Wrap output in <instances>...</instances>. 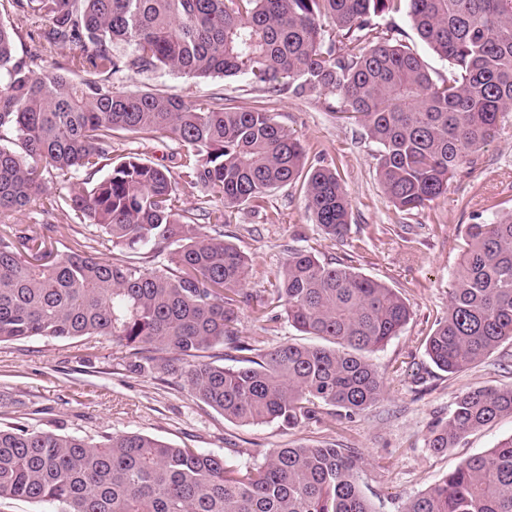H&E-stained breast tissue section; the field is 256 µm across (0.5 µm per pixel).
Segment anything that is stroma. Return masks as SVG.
I'll use <instances>...</instances> for the list:
<instances>
[{"label":"stroma","instance_id":"stroma-1","mask_svg":"<svg viewBox=\"0 0 512 512\" xmlns=\"http://www.w3.org/2000/svg\"><path fill=\"white\" fill-rule=\"evenodd\" d=\"M115 90H167L188 101L221 94L239 106L263 102L274 119L298 136L309 161L335 164L352 205L346 241L327 238L305 208L300 184L274 190L247 207L225 209L207 190L182 194V209L224 215V233L251 259L241 306L242 336L274 348L302 342L286 318L261 321L287 247H312L324 259L354 266L398 290L412 315L398 336L372 356L385 373L382 400L352 418L288 430L275 424L243 426L198 401L183 366L172 371L127 370L118 346L101 337L58 341L33 337L0 343V423L21 422L83 437L140 432L178 446L201 448L248 462L265 449L333 444L355 449L360 487L376 512H401L411 497L453 471L466 457L512 436L504 416L465 436L442 454L425 445L433 425L447 418L457 396L478 387L512 386V341L477 366L449 374L425 353V340L448 311V293L467 225L512 214V122L502 125L473 167L453 179L446 194L424 209L399 212L376 176L375 145L363 128L330 112L323 100L270 95L243 78L187 79L166 71L133 72L113 80ZM116 154L137 152L159 168L175 169L181 150L170 137L115 139Z\"/></svg>","mask_w":512,"mask_h":512}]
</instances>
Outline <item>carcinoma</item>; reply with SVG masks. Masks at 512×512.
I'll list each match as a JSON object with an SVG mask.
<instances>
[{"label":"carcinoma","instance_id":"1","mask_svg":"<svg viewBox=\"0 0 512 512\" xmlns=\"http://www.w3.org/2000/svg\"><path fill=\"white\" fill-rule=\"evenodd\" d=\"M406 10L419 38L448 62L433 75L394 28L376 19ZM0 12L49 21L20 54L0 18V215L64 203L94 228L60 251L53 227L0 223V343L100 336L130 371L187 364L195 397L241 425L294 429L323 413L350 418L383 396L370 356L410 320L399 291L341 261L290 246L270 304L321 344L264 349L242 339L239 304L250 259L177 208L169 171L129 152L120 135L167 134L181 144L185 187L238 208L302 182L323 233L346 236L351 202L334 165L308 164L300 139L257 101L187 102L166 91L118 92L123 71L184 78L243 77L264 92L331 96L376 146V176L401 212L448 191L512 115V0H0ZM129 49L124 55L115 48ZM53 58L52 68L44 67ZM110 167L102 178L97 174ZM119 251L102 256L100 248ZM512 341V215L467 225L448 314L426 352L454 374ZM223 346L236 367L205 360ZM512 416V387L457 397L425 440L434 453ZM348 448H268L233 463L200 448L138 433L97 439L0 426V497L54 512H374ZM402 512H512V436L465 459L408 499Z\"/></svg>","mask_w":512,"mask_h":512}]
</instances>
